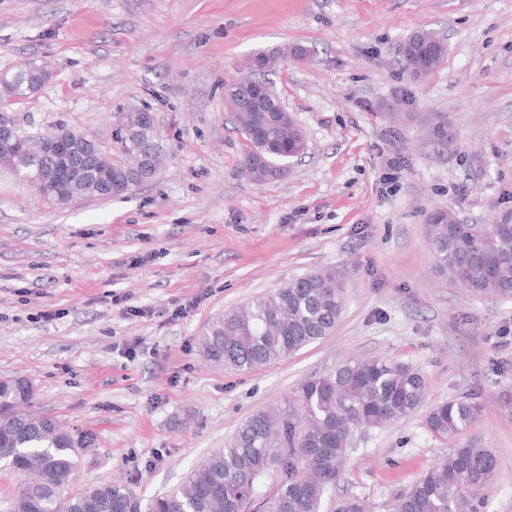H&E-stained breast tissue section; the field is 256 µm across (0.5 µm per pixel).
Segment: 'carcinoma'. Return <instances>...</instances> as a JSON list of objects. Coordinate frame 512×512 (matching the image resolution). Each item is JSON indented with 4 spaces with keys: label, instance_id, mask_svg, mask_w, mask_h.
<instances>
[{
    "label": "carcinoma",
    "instance_id": "1",
    "mask_svg": "<svg viewBox=\"0 0 512 512\" xmlns=\"http://www.w3.org/2000/svg\"><path fill=\"white\" fill-rule=\"evenodd\" d=\"M447 48L435 32L410 35L402 54L414 75L432 71ZM306 58L302 48L259 50L250 58L251 75L224 84V103L247 141L243 173L264 183L283 173L281 163L305 154L307 140L266 76L288 55ZM48 72L34 63L0 76V96L22 100ZM112 139L120 161L112 164V190H101L100 169L84 165L63 180L47 155L22 151L0 138V159L17 176L58 206L74 197L126 196L142 184L145 158L162 160L164 147L140 106L114 113ZM512 214L498 224H464L451 210L427 215V237L440 273L475 293L512 297ZM343 306L336 274L328 269L294 276L272 293L259 295L216 318L200 338L203 359L249 373L288 358L329 335ZM428 382L408 363L380 357H351L304 382L293 410L264 409L250 415L186 480L164 494L145 498L123 483L89 485L64 494L78 467L80 450L92 440L64 422L32 413V387L23 377L0 379V463L22 477L9 512H243L256 480L280 473L262 512H320L326 488L343 473L354 436L413 415L425 402ZM478 403L450 398L426 413L429 432L453 441L472 427ZM495 452L474 444L451 445L438 461L399 495L392 512H474V502L494 480ZM334 512H369L355 495L336 501Z\"/></svg>",
    "mask_w": 512,
    "mask_h": 512
}]
</instances>
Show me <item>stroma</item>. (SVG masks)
Masks as SVG:
<instances>
[{
    "label": "stroma",
    "mask_w": 512,
    "mask_h": 512,
    "mask_svg": "<svg viewBox=\"0 0 512 512\" xmlns=\"http://www.w3.org/2000/svg\"><path fill=\"white\" fill-rule=\"evenodd\" d=\"M423 28L447 54L416 77L400 45ZM293 44L309 57L271 79L307 152L256 185L224 84ZM27 62L51 77L0 99L22 131L64 126L110 153L113 112L145 105L167 151L131 194L63 207L0 167V376L94 438L67 492L172 489L251 414L360 356L421 368L427 404H480L460 440L498 470L476 510L512 512V413L496 400L512 386V298L441 278L426 225L435 209L469 224L512 211V0H0V75ZM322 268L344 288L329 336L247 374L203 361L215 318ZM425 415L357 434L322 512L345 494L390 512L448 449Z\"/></svg>",
    "instance_id": "stroma-1"
}]
</instances>
